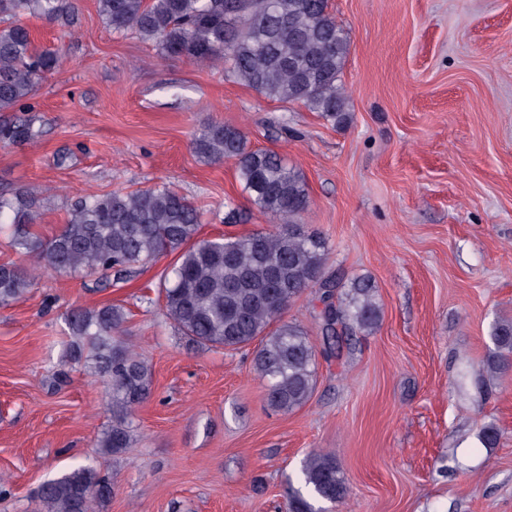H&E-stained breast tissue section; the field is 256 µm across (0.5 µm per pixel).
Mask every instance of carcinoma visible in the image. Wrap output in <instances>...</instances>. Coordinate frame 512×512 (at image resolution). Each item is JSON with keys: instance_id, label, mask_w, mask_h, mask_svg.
<instances>
[{"instance_id": "obj_1", "label": "carcinoma", "mask_w": 512, "mask_h": 512, "mask_svg": "<svg viewBox=\"0 0 512 512\" xmlns=\"http://www.w3.org/2000/svg\"><path fill=\"white\" fill-rule=\"evenodd\" d=\"M98 12L118 35L155 43L165 59L220 61L224 72L267 99L301 103L334 126L348 121L342 71L347 36L328 0H97ZM64 0H0V112L30 111L39 81L60 64L55 49L38 51L25 12L56 18ZM34 119L0 124V140L35 141ZM194 153L216 163L233 159L243 192L261 213L282 220L276 232L241 237L198 238L203 212L165 184L145 190L99 193L91 188L73 200L59 230H34L38 198L26 187L0 194V233L16 254L36 259L40 270L101 274L118 282L137 267L178 253L162 274L163 315L200 347L238 350L258 342L254 369L267 379V401L291 412L314 390L316 351L307 331L282 320L309 291L321 302L325 346L341 357L346 331H371L381 319L371 278L344 285L325 278L327 239L301 224L309 207L302 174L275 152L253 149L245 132L212 122L192 138ZM31 269L0 264V306L22 299L34 285ZM126 313L106 304L74 308L65 318V357L84 363L100 378L111 421L98 440V458L76 464L38 491L39 512H101L112 499L107 463L130 447L136 410L150 396L152 370L143 353L122 336ZM489 365L512 356V321L497 320ZM348 495L346 480L328 453L302 464L299 486L288 487L286 512H321L312 501L332 504Z\"/></svg>"}]
</instances>
